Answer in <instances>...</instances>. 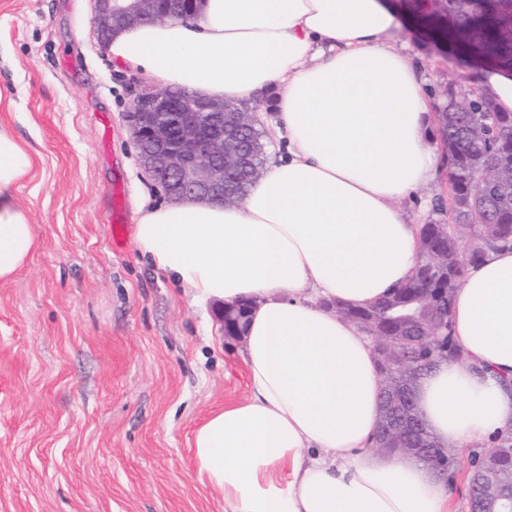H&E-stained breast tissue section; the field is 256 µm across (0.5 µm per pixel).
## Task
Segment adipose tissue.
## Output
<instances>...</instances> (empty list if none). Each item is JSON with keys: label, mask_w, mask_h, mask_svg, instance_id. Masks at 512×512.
Instances as JSON below:
<instances>
[{"label": "adipose tissue", "mask_w": 512, "mask_h": 512, "mask_svg": "<svg viewBox=\"0 0 512 512\" xmlns=\"http://www.w3.org/2000/svg\"><path fill=\"white\" fill-rule=\"evenodd\" d=\"M384 0H204L189 20L113 34L112 61L153 84L224 102L276 91L268 161L244 206L142 205L140 253L198 303H249V394L194 432L201 480L225 512H454L426 465L374 453L380 374L367 337L318 301L367 307L406 283L417 224L399 203L433 175L423 82ZM34 158L0 126V280L38 246L13 189ZM456 357L415 389L441 443L512 429V250L467 269L452 303Z\"/></svg>", "instance_id": "1"}]
</instances>
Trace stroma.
<instances>
[{"label":"stroma","instance_id":"obj_1","mask_svg":"<svg viewBox=\"0 0 512 512\" xmlns=\"http://www.w3.org/2000/svg\"><path fill=\"white\" fill-rule=\"evenodd\" d=\"M91 0H0V125L33 154L13 194L38 247L0 281V512H224L196 473L194 429L244 399L238 341L221 303L197 305L141 256L143 202H169L142 169L125 122L140 77L115 67ZM430 104L475 67L398 32ZM445 171L401 206L443 223ZM124 239L113 245L111 217Z\"/></svg>","mask_w":512,"mask_h":512}]
</instances>
